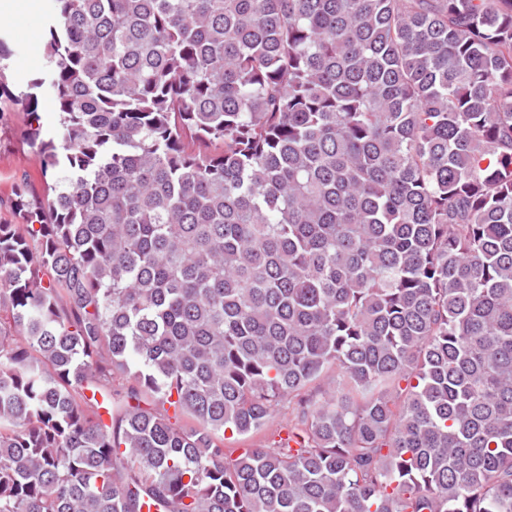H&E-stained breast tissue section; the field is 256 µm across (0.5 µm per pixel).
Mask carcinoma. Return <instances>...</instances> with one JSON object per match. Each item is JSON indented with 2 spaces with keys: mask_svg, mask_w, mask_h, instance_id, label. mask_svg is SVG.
<instances>
[{
  "mask_svg": "<svg viewBox=\"0 0 512 512\" xmlns=\"http://www.w3.org/2000/svg\"><path fill=\"white\" fill-rule=\"evenodd\" d=\"M10 56L63 175L0 224V512H512V0H54ZM25 7L13 21L4 27L0 25L12 50L7 82L14 93L28 91L31 81L45 69V44L48 37L47 22L51 0H21ZM50 105L52 112H45V106ZM37 112L40 116V125L42 126V136L45 140L54 137L55 143L58 145L60 142L55 137L57 131L58 111L51 94L44 92L38 97Z\"/></svg>",
  "mask_w": 512,
  "mask_h": 512,
  "instance_id": "cac0c4a2",
  "label": "carcinoma"
}]
</instances>
